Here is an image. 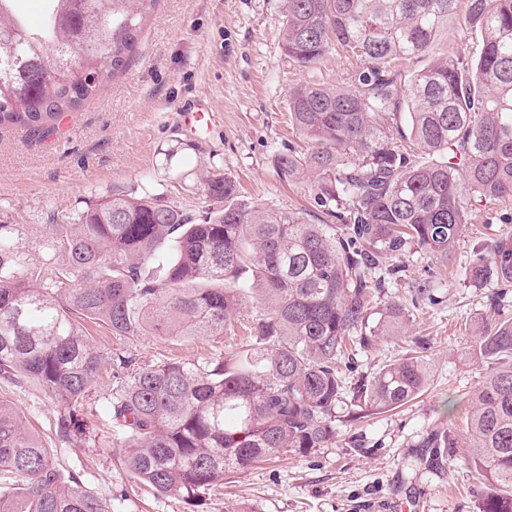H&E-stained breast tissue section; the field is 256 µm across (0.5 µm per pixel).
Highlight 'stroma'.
Instances as JSON below:
<instances>
[{"label":"stroma","mask_w":512,"mask_h":512,"mask_svg":"<svg viewBox=\"0 0 512 512\" xmlns=\"http://www.w3.org/2000/svg\"><path fill=\"white\" fill-rule=\"evenodd\" d=\"M282 29V0H158L125 69L93 98L45 133L0 127V224L17 225L21 250L34 251L50 216L65 218L104 195H136L147 184L198 214L209 204L202 177L213 171L233 180L248 202L329 223L310 179L282 178L276 159L297 140L291 89L347 84L360 64L332 51L316 68H300L282 50ZM187 112L213 119L193 133L183 123ZM473 215L451 261L416 253L390 287L404 299L416 280L432 277L443 286L441 303L423 306L410 329L409 336L430 341L422 394L398 409L340 423L329 447L281 455L226 478L207 496L205 512H233L244 503L256 512H478L483 485L465 460V415L485 366L469 345L485 318L512 317V294L491 309L492 288L472 287L464 271L475 247L506 228L512 200L476 204ZM91 332L100 349L127 351L141 364L194 362L223 349L207 336L173 342L118 339L96 326ZM0 399L30 429L50 434L57 408L49 398L0 382ZM436 430L456 437L454 452L435 458L424 448ZM355 439L361 448H352ZM121 454L103 441L61 449L57 460L111 498L112 512H192L181 497L155 494L123 471Z\"/></svg>","instance_id":"1"}]
</instances>
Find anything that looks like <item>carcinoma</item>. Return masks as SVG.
<instances>
[{"mask_svg":"<svg viewBox=\"0 0 512 512\" xmlns=\"http://www.w3.org/2000/svg\"><path fill=\"white\" fill-rule=\"evenodd\" d=\"M11 2L0 0V126L39 132L125 68L157 0H45L39 31ZM457 16L479 35V54L440 53L402 80L395 61L455 38ZM283 48L301 68L332 50L361 63L347 86L294 88L290 116L306 148L277 158L284 177L312 175L340 223L251 205L211 173L203 214L149 188L102 196L45 225L41 258L20 250L17 225L0 224V378L57 408L46 442L0 400V473L13 475L0 512H112V500L56 460L58 446L95 443L93 396L107 369L104 408L125 469L194 506L226 476L326 448L339 423L399 408L427 386L421 336L374 373L358 371L357 356L439 303L428 279L408 300L389 293L411 251L447 262L472 203L512 199V0H285ZM401 113L405 128L394 122ZM465 278L506 298L512 231L474 249ZM256 284L270 306L246 325L242 292ZM92 324L126 338H217L239 327L249 336L196 362L140 365L92 344ZM471 350L486 364L467 415L479 512H512V318L484 323ZM424 447L456 441L444 430Z\"/></svg>","mask_w":512,"mask_h":512,"instance_id":"cac0c4a2","label":"carcinoma"}]
</instances>
